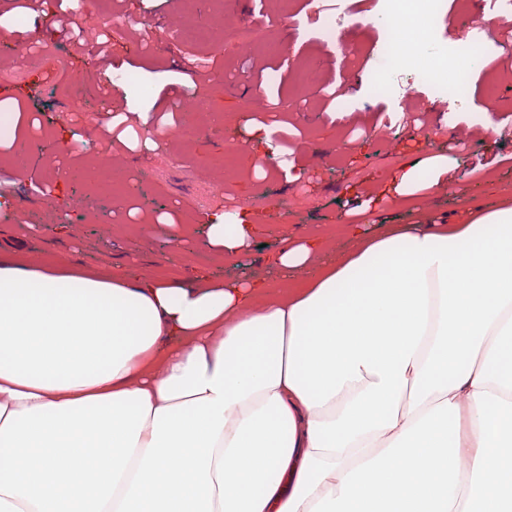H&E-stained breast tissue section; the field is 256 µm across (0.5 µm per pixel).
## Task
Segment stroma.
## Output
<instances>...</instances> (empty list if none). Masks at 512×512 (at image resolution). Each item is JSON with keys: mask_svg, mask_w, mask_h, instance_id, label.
I'll use <instances>...</instances> for the list:
<instances>
[{"mask_svg": "<svg viewBox=\"0 0 512 512\" xmlns=\"http://www.w3.org/2000/svg\"><path fill=\"white\" fill-rule=\"evenodd\" d=\"M185 0H39L32 17L20 0H0V23L14 27V40L0 39V108L20 112V134L29 140L35 165L18 175L0 144V194L27 208V228L0 220V249L22 240L28 251L52 253L87 267L115 273L172 270L191 284L204 273L221 279L272 273L284 242L322 232L341 222L360 224H463L474 216L512 208V23L497 20L484 58L468 78L469 101L450 102L436 111L433 92L421 87L407 96H391L374 83L372 58L385 33L375 10L358 13L345 40L356 53L339 61L319 40L304 0H199L198 20L205 40L184 42L176 34L145 35L122 27L125 19L177 16ZM102 11L115 18L107 27L62 26L63 14ZM250 14L254 25L271 27L286 46L272 54L260 44L242 52L226 42L224 24L232 12ZM475 17L460 0H445L430 36L443 48L470 41ZM20 43L37 49L35 62L16 53ZM314 67L318 82L302 90L299 70ZM133 72L139 84L115 83ZM341 96H334V88ZM500 110L498 131L485 136L477 110L486 94ZM263 96L270 106L260 113L269 129L255 131L245 102ZM207 109L182 112L192 97ZM144 112L151 123L167 119L194 122L202 135L188 145L150 152L113 144L121 161L111 193L99 186L61 180L46 157L83 143V158L98 157L101 130L87 126V112ZM244 148L232 164H223L224 143ZM306 150H297L299 141ZM273 155V165L255 174L253 161ZM450 175H443V168ZM414 170L406 193L394 188L402 173ZM298 174L288 182L285 173ZM223 184L215 193L214 184ZM281 205V222L267 215ZM254 218L253 243L236 268H226L207 241L210 215L235 223L242 211ZM169 217L193 231L184 249L149 238L137 230L141 214Z\"/></svg>", "mask_w": 512, "mask_h": 512, "instance_id": "stroma-1", "label": "stroma"}]
</instances>
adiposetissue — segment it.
I'll return each instance as SVG.
<instances>
[{
    "instance_id": "obj_1",
    "label": "adipose tissue",
    "mask_w": 512,
    "mask_h": 512,
    "mask_svg": "<svg viewBox=\"0 0 512 512\" xmlns=\"http://www.w3.org/2000/svg\"><path fill=\"white\" fill-rule=\"evenodd\" d=\"M343 231L274 281L0 255V512H512V208Z\"/></svg>"
}]
</instances>
